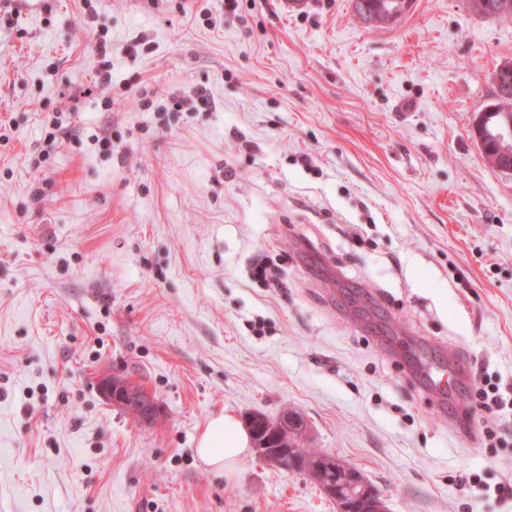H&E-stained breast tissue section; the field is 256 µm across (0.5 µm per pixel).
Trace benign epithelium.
Segmentation results:
<instances>
[{"instance_id":"7a95c632","label":"benign epithelium","mask_w":512,"mask_h":512,"mask_svg":"<svg viewBox=\"0 0 512 512\" xmlns=\"http://www.w3.org/2000/svg\"><path fill=\"white\" fill-rule=\"evenodd\" d=\"M472 134L479 142L486 162L500 172L512 174V97L501 92L493 105L478 112ZM103 388L112 402L123 408L138 409L144 419H150L158 412L157 403L151 396L138 392L117 376L105 378ZM290 433L304 439L308 436L307 426L290 411L280 416L268 434L251 431L258 456L285 472L302 473L315 481L323 469H338L339 482L324 487L325 493L336 501L337 512H388L380 491L359 470L340 461L335 454L320 452L322 465L317 468L298 467L294 456L288 455V449L281 444Z\"/></svg>"}]
</instances>
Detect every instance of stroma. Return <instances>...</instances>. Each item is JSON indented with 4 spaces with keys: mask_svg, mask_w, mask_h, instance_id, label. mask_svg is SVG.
<instances>
[{
    "mask_svg": "<svg viewBox=\"0 0 512 512\" xmlns=\"http://www.w3.org/2000/svg\"><path fill=\"white\" fill-rule=\"evenodd\" d=\"M505 60L512 20L466 0L379 28L351 0H0V512H336L195 453L214 415L289 409L390 512H512V433L459 422L477 371L512 397V174L471 133ZM115 386L118 387V391H115ZM103 388L112 402L117 406L126 408L132 411L131 408L139 410V415L144 419H150L155 417L158 412L157 403L147 393H140L132 386L117 376L106 377L103 381ZM131 408H128V407Z\"/></svg>",
    "mask_w": 512,
    "mask_h": 512,
    "instance_id": "obj_1",
    "label": "stroma"
}]
</instances>
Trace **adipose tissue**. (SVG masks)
Wrapping results in <instances>:
<instances>
[{
	"label": "adipose tissue",
	"mask_w": 512,
	"mask_h": 512,
	"mask_svg": "<svg viewBox=\"0 0 512 512\" xmlns=\"http://www.w3.org/2000/svg\"><path fill=\"white\" fill-rule=\"evenodd\" d=\"M251 440L237 418L224 413L211 418L200 434L196 452L200 459L213 471L233 480L242 461L249 456Z\"/></svg>",
	"instance_id": "1"
}]
</instances>
